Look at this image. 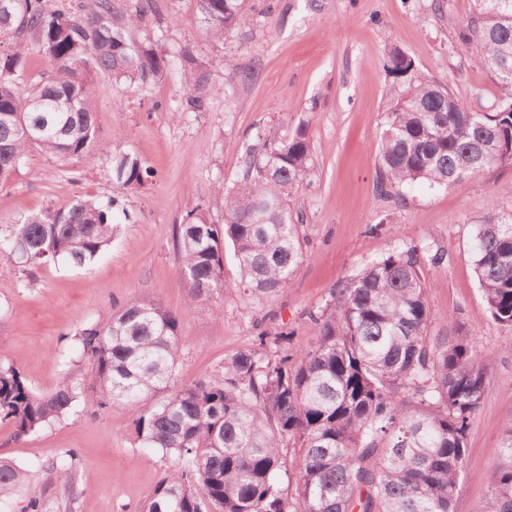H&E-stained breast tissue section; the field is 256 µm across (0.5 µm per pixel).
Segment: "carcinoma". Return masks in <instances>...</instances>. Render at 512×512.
<instances>
[{
	"label": "carcinoma",
	"instance_id": "obj_1",
	"mask_svg": "<svg viewBox=\"0 0 512 512\" xmlns=\"http://www.w3.org/2000/svg\"><path fill=\"white\" fill-rule=\"evenodd\" d=\"M207 34L221 40L243 20V0H197ZM153 0H90L51 8L47 0H0V184L32 149L74 159L97 144L94 79L139 86L161 78L168 59L150 35L136 36ZM52 70L31 74L26 43ZM458 52L489 70L498 98L480 110L415 69L397 47L386 70L407 85L389 109L378 156L377 187L397 194L420 182L447 188L512 166V0H473L458 33ZM183 66L185 112L209 104L193 51ZM307 130L266 142L245 158L240 183L224 191V224L200 209L177 230L179 273L192 301L228 287L273 298L285 290L300 258L293 191L312 163ZM151 171L130 153L112 154L113 179L130 188ZM78 199L25 216L0 235V256L23 267L66 260L84 266L111 243L114 207ZM230 245L237 281L224 283ZM473 268L491 318L512 328V211L491 208L474 226ZM415 246L397 247L332 293L313 317L312 344L295 361L265 342L192 385L175 383L181 359L179 320L156 299H137L84 328L80 349L92 362L91 392L62 376L36 393L13 365H0V422L30 435L76 411L129 408L135 438L170 462L136 512H453L466 439L489 386L478 345L465 325L430 335L427 285ZM148 397L158 401L142 405ZM299 459L295 495L278 480ZM74 454L50 473L72 479ZM0 459V501L24 482ZM22 512H47L38 490ZM479 512H512V429L488 477Z\"/></svg>",
	"mask_w": 512,
	"mask_h": 512
}]
</instances>
